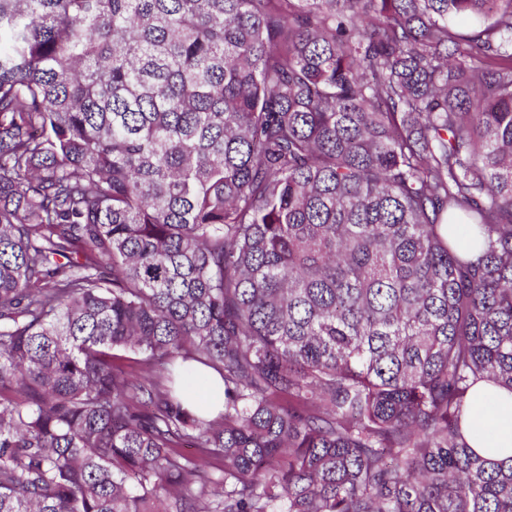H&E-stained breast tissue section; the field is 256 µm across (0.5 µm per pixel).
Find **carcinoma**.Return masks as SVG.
I'll return each instance as SVG.
<instances>
[{
  "label": "carcinoma",
  "instance_id": "obj_1",
  "mask_svg": "<svg viewBox=\"0 0 512 512\" xmlns=\"http://www.w3.org/2000/svg\"><path fill=\"white\" fill-rule=\"evenodd\" d=\"M482 380L512 0H0V512H512ZM188 379L187 399L196 411L212 414L224 408V382L219 375L197 366ZM463 434L471 448L512 465V394L479 382L472 390Z\"/></svg>",
  "mask_w": 512,
  "mask_h": 512
}]
</instances>
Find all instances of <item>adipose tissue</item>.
I'll list each match as a JSON object with an SVG mask.
<instances>
[{
  "label": "adipose tissue",
  "instance_id": "adipose-tissue-1",
  "mask_svg": "<svg viewBox=\"0 0 512 512\" xmlns=\"http://www.w3.org/2000/svg\"><path fill=\"white\" fill-rule=\"evenodd\" d=\"M187 399L199 412L224 407V383L219 375L195 367L189 376ZM463 434L471 448L512 465V394L488 383L474 386L464 417Z\"/></svg>",
  "mask_w": 512,
  "mask_h": 512
}]
</instances>
